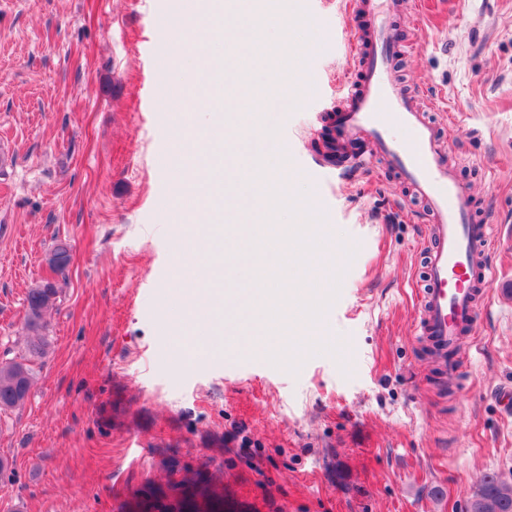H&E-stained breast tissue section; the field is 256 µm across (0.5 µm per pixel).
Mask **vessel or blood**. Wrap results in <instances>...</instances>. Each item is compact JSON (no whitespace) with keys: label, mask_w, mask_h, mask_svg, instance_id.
I'll list each match as a JSON object with an SVG mask.
<instances>
[{"label":"vessel or blood","mask_w":512,"mask_h":512,"mask_svg":"<svg viewBox=\"0 0 512 512\" xmlns=\"http://www.w3.org/2000/svg\"><path fill=\"white\" fill-rule=\"evenodd\" d=\"M359 22L351 30L358 73L333 108L344 140L340 175L363 173L365 155L350 142L370 143L426 206L424 285L415 330L430 358L447 376L460 370L450 357L485 309L495 271L486 255L495 243L492 225L471 221L474 199L455 175L446 140L428 119L418 91L396 82L393 69L409 46L402 28L413 21L412 0H349Z\"/></svg>","instance_id":"1"}]
</instances>
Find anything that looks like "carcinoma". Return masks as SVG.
I'll return each instance as SVG.
<instances>
[{
	"label": "carcinoma",
	"mask_w": 512,
	"mask_h": 512,
	"mask_svg": "<svg viewBox=\"0 0 512 512\" xmlns=\"http://www.w3.org/2000/svg\"><path fill=\"white\" fill-rule=\"evenodd\" d=\"M51 264L59 273L69 265L71 253L64 240L55 241ZM59 296V289L47 282L30 289L25 297V328L29 335L28 355L0 362V414L19 409L27 402L32 385L31 362L45 357L50 349L46 334V312ZM464 512H512V483L497 474L483 476L478 488L465 505Z\"/></svg>",
	"instance_id": "carcinoma-1"
}]
</instances>
